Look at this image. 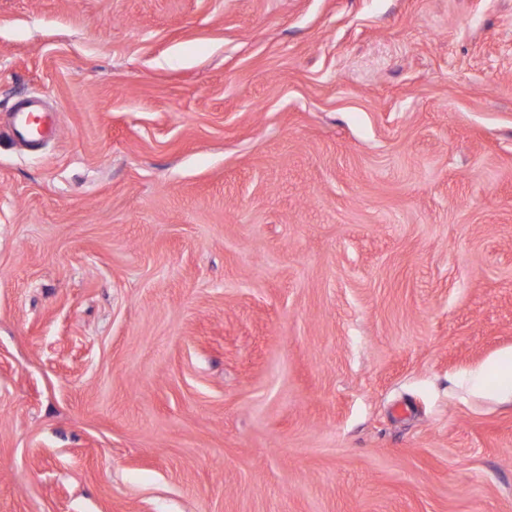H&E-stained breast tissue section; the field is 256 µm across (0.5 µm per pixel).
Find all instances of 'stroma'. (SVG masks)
<instances>
[{
    "mask_svg": "<svg viewBox=\"0 0 512 512\" xmlns=\"http://www.w3.org/2000/svg\"><path fill=\"white\" fill-rule=\"evenodd\" d=\"M511 353L512 0H0V512H512ZM51 112L41 115L33 103L22 104L15 112L16 135L22 140H33L40 135H51L54 131V116ZM490 375H495L500 381L499 391L512 398V355L504 356L485 364L473 378V389L476 393L485 391V381Z\"/></svg>",
    "mask_w": 512,
    "mask_h": 512,
    "instance_id": "stroma-1",
    "label": "stroma"
}]
</instances>
